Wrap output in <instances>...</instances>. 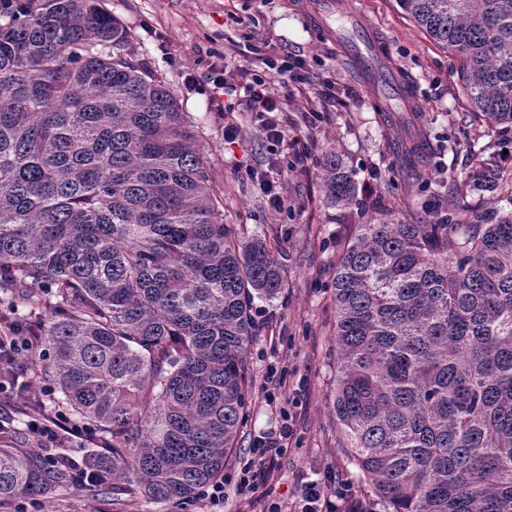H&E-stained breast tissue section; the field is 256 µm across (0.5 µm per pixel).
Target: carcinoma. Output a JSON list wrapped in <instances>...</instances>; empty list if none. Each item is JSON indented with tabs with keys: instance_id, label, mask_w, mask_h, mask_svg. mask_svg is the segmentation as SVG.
Here are the masks:
<instances>
[{
	"instance_id": "1",
	"label": "carcinoma",
	"mask_w": 512,
	"mask_h": 512,
	"mask_svg": "<svg viewBox=\"0 0 512 512\" xmlns=\"http://www.w3.org/2000/svg\"><path fill=\"white\" fill-rule=\"evenodd\" d=\"M459 60L471 118L512 130V0H396ZM471 151L461 181L337 242L332 280L338 447L385 512H512V210L450 224L457 199L512 189ZM423 142L400 150L410 178ZM328 205L363 209L355 172L326 153ZM277 259L224 223L197 135L165 80L97 0L0 12V295L52 351L53 400L104 435L50 463L0 448V500L73 488L185 503L224 474L251 399L254 300Z\"/></svg>"
}]
</instances>
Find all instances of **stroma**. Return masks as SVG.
<instances>
[{
	"mask_svg": "<svg viewBox=\"0 0 512 512\" xmlns=\"http://www.w3.org/2000/svg\"><path fill=\"white\" fill-rule=\"evenodd\" d=\"M102 5L130 31L135 53L163 75L194 126L224 202L225 224L261 238L281 267L280 293L254 305L256 327L247 353L251 403L228 472L239 470L256 437L283 420L291 421L294 435L257 492L245 495L235 484L225 485L218 506L199 498L184 504L92 499L60 488L34 501H5L0 512H267L274 501L284 512H295L302 485L328 475L347 481L355 497L368 499L367 487L336 446V419L329 407L336 377L330 288L336 242L348 225L378 221L398 204L404 219L420 220L418 193L467 171L469 145L482 140L484 128L465 116L457 61L395 0H350L351 10L382 33L401 76L415 87L412 109L418 117L404 129L379 120L376 106L383 96L353 73L336 42L291 9L289 0H103ZM252 42L261 44L264 54L303 62L297 81L287 88L288 170L277 178L284 200L278 212L269 207L257 178L272 163L274 145L245 109L224 116L209 84L212 69L224 64L255 68L254 57L245 53ZM313 110L319 118H310ZM229 121L236 128L231 140L224 136ZM420 127L436 151L434 165L419 178H393L399 166L396 142L408 140ZM329 150L352 161L359 196L367 204L364 212L325 204L321 159ZM42 364L36 354L16 358L13 370L27 384L30 406L17 411L8 392L0 393V420L10 425L0 447H30V421L53 412L55 404L40 378Z\"/></svg>",
	"mask_w": 512,
	"mask_h": 512,
	"instance_id": "1",
	"label": "stroma"
}]
</instances>
